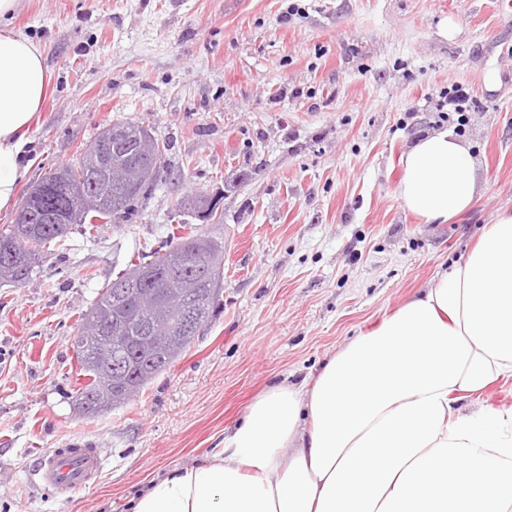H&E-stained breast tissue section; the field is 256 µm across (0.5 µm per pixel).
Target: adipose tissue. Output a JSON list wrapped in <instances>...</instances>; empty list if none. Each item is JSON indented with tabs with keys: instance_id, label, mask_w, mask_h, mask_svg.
I'll return each mask as SVG.
<instances>
[{
	"instance_id": "adipose-tissue-1",
	"label": "adipose tissue",
	"mask_w": 512,
	"mask_h": 512,
	"mask_svg": "<svg viewBox=\"0 0 512 512\" xmlns=\"http://www.w3.org/2000/svg\"><path fill=\"white\" fill-rule=\"evenodd\" d=\"M51 91L38 43L0 29V212ZM481 190L451 133L402 155L396 192L427 224ZM512 211L418 295L334 353L304 387L270 388L203 463L152 479L133 512H512Z\"/></svg>"
}]
</instances>
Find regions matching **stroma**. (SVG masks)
<instances>
[{
	"mask_svg": "<svg viewBox=\"0 0 512 512\" xmlns=\"http://www.w3.org/2000/svg\"><path fill=\"white\" fill-rule=\"evenodd\" d=\"M12 26L52 76L18 194L117 121L149 127L167 170L131 223L73 225L30 281H0V512H132L152 477L202 462L267 388L313 381L512 210V14L498 0H22ZM454 84L475 100L463 139L484 187L425 224L396 194L399 160ZM199 192L217 217L195 228L224 240L223 311L139 397L83 416L80 312ZM74 437L104 466L63 502L34 470Z\"/></svg>",
	"mask_w": 512,
	"mask_h": 512,
	"instance_id": "1",
	"label": "stroma"
}]
</instances>
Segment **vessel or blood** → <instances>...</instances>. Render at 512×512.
I'll list each match as a JSON object with an SVG mask.
<instances>
[{"label": "vessel or blood", "mask_w": 512, "mask_h": 512, "mask_svg": "<svg viewBox=\"0 0 512 512\" xmlns=\"http://www.w3.org/2000/svg\"><path fill=\"white\" fill-rule=\"evenodd\" d=\"M103 468L99 449L79 438L65 447L53 448L40 455L36 473L40 482L63 500L93 484Z\"/></svg>", "instance_id": "obj_1"}]
</instances>
